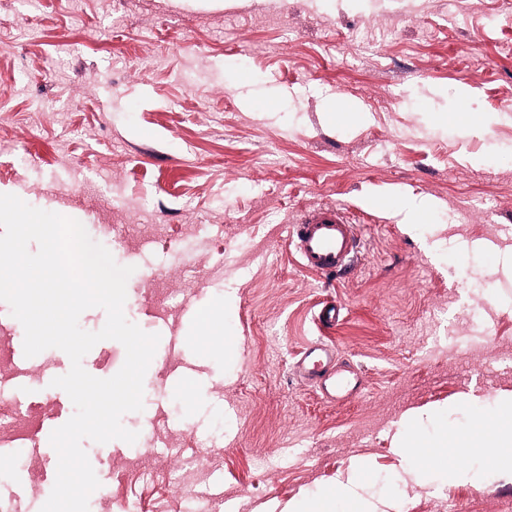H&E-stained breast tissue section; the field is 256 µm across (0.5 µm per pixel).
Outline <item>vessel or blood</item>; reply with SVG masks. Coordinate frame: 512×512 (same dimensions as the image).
<instances>
[{
    "instance_id": "1",
    "label": "vessel or blood",
    "mask_w": 512,
    "mask_h": 512,
    "mask_svg": "<svg viewBox=\"0 0 512 512\" xmlns=\"http://www.w3.org/2000/svg\"><path fill=\"white\" fill-rule=\"evenodd\" d=\"M289 239L301 265L323 275L350 270L361 247L356 224L334 206L310 209L298 224L291 226ZM296 373L331 401L352 389L349 381L337 377L333 353L322 342L307 344L298 359Z\"/></svg>"
}]
</instances>
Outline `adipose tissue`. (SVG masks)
<instances>
[{"label": "adipose tissue", "mask_w": 512, "mask_h": 512, "mask_svg": "<svg viewBox=\"0 0 512 512\" xmlns=\"http://www.w3.org/2000/svg\"><path fill=\"white\" fill-rule=\"evenodd\" d=\"M495 413L496 427L474 421L469 431L458 436L457 441L470 449H492L496 466L512 472V393L500 396ZM447 443L448 437L444 434L435 438L416 433L407 438L404 446L413 462V478H424L433 471L443 472L451 483L468 478L466 466L443 454L442 449Z\"/></svg>", "instance_id": "adipose-tissue-1"}]
</instances>
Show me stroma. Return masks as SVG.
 Here are the masks:
<instances>
[{"label": "stroma", "instance_id": "1", "mask_svg": "<svg viewBox=\"0 0 512 512\" xmlns=\"http://www.w3.org/2000/svg\"><path fill=\"white\" fill-rule=\"evenodd\" d=\"M353 105L344 120L336 109ZM466 107L473 122L460 120ZM0 187L83 220L134 266L128 321L183 337L153 357L134 443L83 440L100 482L89 512H281L348 487L384 512H502L512 474L453 448L478 484L412 480L399 439L413 409L512 392V0H0ZM382 196L432 201L401 224ZM357 224L361 258L335 280L302 268L288 229L317 206ZM194 295L209 328L185 316ZM342 307L336 326L316 321ZM24 329L0 333V381L23 379L24 411L0 405V512L22 487L43 506L48 440L74 406L49 348L19 364ZM358 374L330 404L295 372L309 342ZM121 343L83 358L106 379ZM37 434L43 453L25 449Z\"/></svg>", "mask_w": 512, "mask_h": 512}]
</instances>
